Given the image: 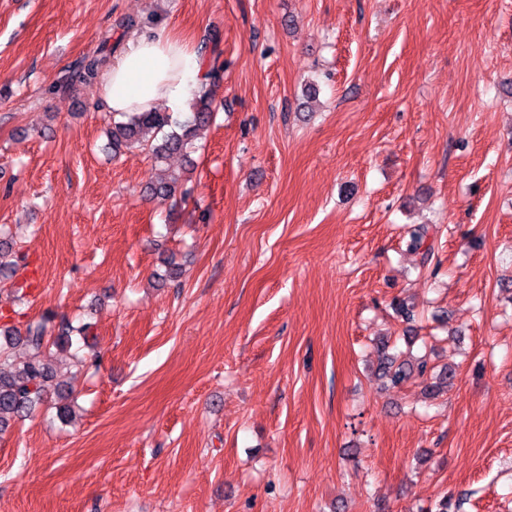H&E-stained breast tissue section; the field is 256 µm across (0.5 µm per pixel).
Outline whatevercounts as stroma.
<instances>
[{
    "label": "stroma",
    "mask_w": 512,
    "mask_h": 512,
    "mask_svg": "<svg viewBox=\"0 0 512 512\" xmlns=\"http://www.w3.org/2000/svg\"><path fill=\"white\" fill-rule=\"evenodd\" d=\"M162 27L225 68L160 168L80 63ZM0 240V329L100 357L0 435V512H512V0H0ZM382 336L447 394L381 388Z\"/></svg>",
    "instance_id": "stroma-1"
}]
</instances>
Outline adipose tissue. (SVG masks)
<instances>
[{
	"instance_id": "ef3b65f1",
	"label": "adipose tissue",
	"mask_w": 512,
	"mask_h": 512,
	"mask_svg": "<svg viewBox=\"0 0 512 512\" xmlns=\"http://www.w3.org/2000/svg\"><path fill=\"white\" fill-rule=\"evenodd\" d=\"M204 64L188 43L160 30L131 42L101 75L102 93L112 112H147L158 103L182 112L198 91Z\"/></svg>"
}]
</instances>
